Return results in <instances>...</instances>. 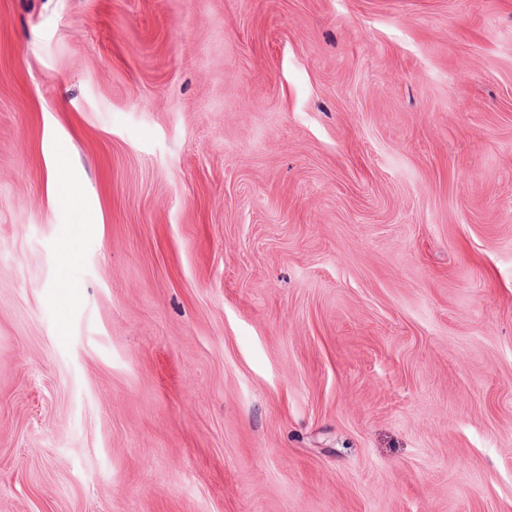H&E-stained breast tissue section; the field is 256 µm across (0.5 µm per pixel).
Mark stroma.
Masks as SVG:
<instances>
[{
  "label": "stroma",
  "mask_w": 512,
  "mask_h": 512,
  "mask_svg": "<svg viewBox=\"0 0 512 512\" xmlns=\"http://www.w3.org/2000/svg\"><path fill=\"white\" fill-rule=\"evenodd\" d=\"M0 512H512V0H0Z\"/></svg>",
  "instance_id": "obj_1"
}]
</instances>
